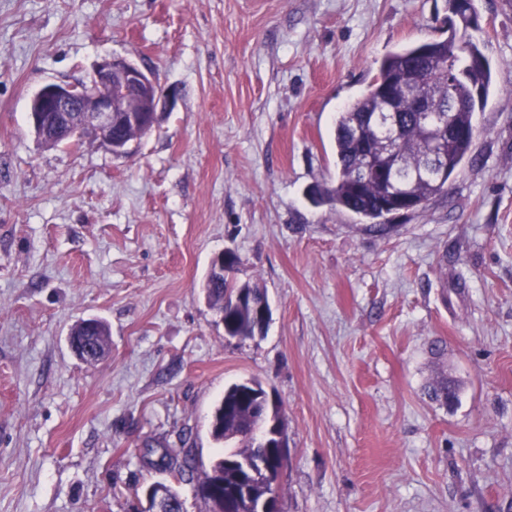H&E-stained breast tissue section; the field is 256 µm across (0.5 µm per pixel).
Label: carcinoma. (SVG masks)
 Returning <instances> with one entry per match:
<instances>
[{
  "label": "carcinoma",
  "instance_id": "obj_1",
  "mask_svg": "<svg viewBox=\"0 0 512 512\" xmlns=\"http://www.w3.org/2000/svg\"><path fill=\"white\" fill-rule=\"evenodd\" d=\"M448 10L458 22L450 24L447 37L426 40L383 57L366 90L336 113V175L331 185L322 188L318 199L354 213L382 232L388 225L380 220L400 200L408 198L420 209L433 197L448 191L472 152L476 138L473 114L487 104L492 68L469 34L474 27V15L457 0H448ZM415 68L422 71L417 89L430 90L435 97L433 111H442L450 96L459 101V107L450 112L456 133L438 139L415 113L399 111L397 148L407 176L401 180H381L371 175L361 184L358 173L365 149L381 145L391 135L389 127L374 123L371 118L386 104L399 105L400 77ZM431 151L444 159L446 171L441 177L421 171L423 160ZM224 270V279L215 281L208 275L202 288L211 307L224 313V335L240 341L252 339L265 330L257 317V307L268 302L267 296L262 289L235 278L237 257L231 252L225 253ZM71 333L97 337L101 352L108 353L110 329L105 321L81 320ZM427 395L430 400L451 407L458 400V384L443 376L429 385ZM279 408L280 403L270 399L258 381L236 382L225 388L210 417L211 436L224 448L197 484L218 491L243 487L252 504L268 500L272 503L268 512H282L277 507L278 498L268 497L277 477L279 442L274 438L266 443L244 438L248 430L258 426L262 415ZM258 458L267 462V469L250 470L243 465L246 459Z\"/></svg>",
  "mask_w": 512,
  "mask_h": 512
}]
</instances>
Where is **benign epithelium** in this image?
Masks as SVG:
<instances>
[{"label":"benign epithelium","mask_w":512,"mask_h":512,"mask_svg":"<svg viewBox=\"0 0 512 512\" xmlns=\"http://www.w3.org/2000/svg\"><path fill=\"white\" fill-rule=\"evenodd\" d=\"M176 88H161L151 70L123 57L99 61L88 78L76 83L49 81L32 96L29 117L36 133L48 125L72 128L70 143H88L126 157L132 143L112 136V127L122 122L147 135L166 109L174 108ZM169 485L152 483L146 492L151 512H167L173 506Z\"/></svg>","instance_id":"1"}]
</instances>
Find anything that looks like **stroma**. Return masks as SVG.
I'll return each instance as SVG.
<instances>
[{
    "label": "stroma",
    "instance_id": "35a3bbf8",
    "mask_svg": "<svg viewBox=\"0 0 512 512\" xmlns=\"http://www.w3.org/2000/svg\"><path fill=\"white\" fill-rule=\"evenodd\" d=\"M474 6L472 156L377 232L309 192L336 113L447 37L448 0H0V512H131L154 481L204 512L211 411L250 378L282 404L284 512H512V0ZM112 55L174 109L127 157L41 147L32 94ZM228 249L271 308L244 342L202 290ZM90 317L91 364L67 343ZM447 372L450 408L426 395ZM71 333L74 336H97L100 350L107 354L110 347V329L107 323L101 319L95 318L86 325V320H81L73 326Z\"/></svg>",
    "mask_w": 512,
    "mask_h": 512
}]
</instances>
